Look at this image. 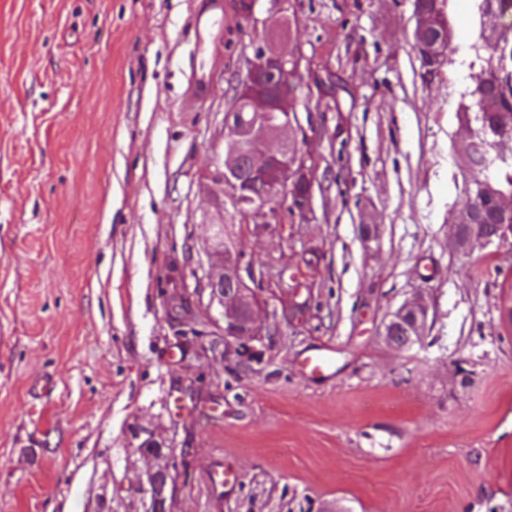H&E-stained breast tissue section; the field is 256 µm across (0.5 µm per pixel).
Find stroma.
<instances>
[{
    "label": "stroma",
    "instance_id": "1",
    "mask_svg": "<svg viewBox=\"0 0 512 512\" xmlns=\"http://www.w3.org/2000/svg\"><path fill=\"white\" fill-rule=\"evenodd\" d=\"M202 3L0 0V512H144L150 439L173 451V512H512V238L463 250L449 222L474 0H447L453 62L434 75L415 0H254L249 19L224 0L207 53ZM283 7L285 49L341 82L294 90L318 126L307 220L235 239L303 289L268 281L260 335L228 338L200 175ZM412 300L427 320L402 347L385 326Z\"/></svg>",
    "mask_w": 512,
    "mask_h": 512
}]
</instances>
